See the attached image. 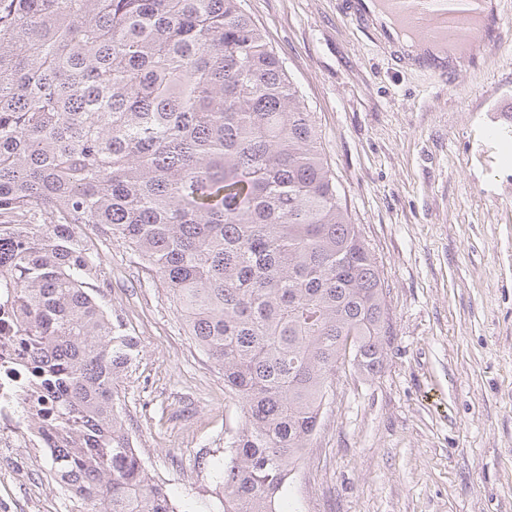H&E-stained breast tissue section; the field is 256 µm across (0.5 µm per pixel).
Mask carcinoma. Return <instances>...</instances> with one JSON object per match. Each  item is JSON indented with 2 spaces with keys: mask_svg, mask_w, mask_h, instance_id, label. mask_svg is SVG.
Masks as SVG:
<instances>
[{
  "mask_svg": "<svg viewBox=\"0 0 512 512\" xmlns=\"http://www.w3.org/2000/svg\"><path fill=\"white\" fill-rule=\"evenodd\" d=\"M137 253L243 423L224 512H283L336 371L379 369L385 282L313 113L242 0H0V278L51 395L78 512H176L122 416L134 337L87 290L77 229Z\"/></svg>",
  "mask_w": 512,
  "mask_h": 512,
  "instance_id": "1",
  "label": "carcinoma"
}]
</instances>
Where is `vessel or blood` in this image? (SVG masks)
<instances>
[{"label":"vessel or blood","instance_id":"1","mask_svg":"<svg viewBox=\"0 0 512 512\" xmlns=\"http://www.w3.org/2000/svg\"><path fill=\"white\" fill-rule=\"evenodd\" d=\"M343 11L402 67L441 81L479 67L467 45L495 47L505 36L496 0H343Z\"/></svg>","mask_w":512,"mask_h":512}]
</instances>
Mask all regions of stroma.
I'll list each match as a JSON object with an SVG mask.
<instances>
[{"label": "stroma", "mask_w": 512, "mask_h": 512, "mask_svg": "<svg viewBox=\"0 0 512 512\" xmlns=\"http://www.w3.org/2000/svg\"><path fill=\"white\" fill-rule=\"evenodd\" d=\"M343 0H243L315 116L387 286L392 334L340 370L290 478L297 512H512V35L443 83L405 70ZM90 287L139 344L120 387L137 450L185 512H220L199 454L241 423L156 275L83 227ZM19 512H72L47 460L0 478Z\"/></svg>", "instance_id": "stroma-1"}]
</instances>
